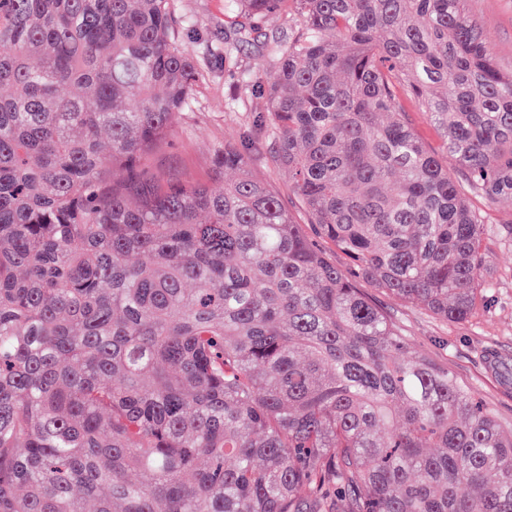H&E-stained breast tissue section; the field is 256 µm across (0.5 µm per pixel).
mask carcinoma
I'll return each mask as SVG.
<instances>
[{
  "label": "carcinoma",
  "mask_w": 512,
  "mask_h": 512,
  "mask_svg": "<svg viewBox=\"0 0 512 512\" xmlns=\"http://www.w3.org/2000/svg\"><path fill=\"white\" fill-rule=\"evenodd\" d=\"M224 15L300 18L245 83L308 225L248 139L222 190L137 167L196 81L169 0H0V512H512V429L359 288L476 312L485 217L403 115L512 198V74L465 0Z\"/></svg>",
  "instance_id": "carcinoma-1"
}]
</instances>
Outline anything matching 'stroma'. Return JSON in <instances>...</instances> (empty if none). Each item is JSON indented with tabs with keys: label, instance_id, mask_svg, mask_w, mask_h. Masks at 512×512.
<instances>
[{
	"label": "stroma",
	"instance_id": "35a3bbf8",
	"mask_svg": "<svg viewBox=\"0 0 512 512\" xmlns=\"http://www.w3.org/2000/svg\"><path fill=\"white\" fill-rule=\"evenodd\" d=\"M501 70L512 74V0H467ZM179 21L178 39L194 58L198 79L189 108L171 133L144 159L149 168L175 180L192 179L223 189L212 179L213 159L225 143L251 136L256 143L253 174L281 196H288V173L274 161L275 141L263 103L234 94L243 74L265 76L274 67L265 44L282 21L264 24L252 44L235 47L224 17V0H171ZM232 56H225V47ZM469 205L489 226L484 247L490 256L483 273L488 288L480 310L468 321L451 323L415 305L392 301L376 289L369 296L388 314L409 343L494 407L503 424L512 425V201L489 203L470 192Z\"/></svg>",
	"mask_w": 512,
	"mask_h": 512
}]
</instances>
